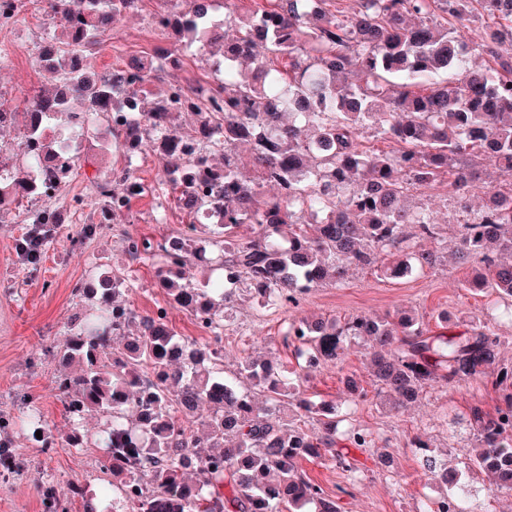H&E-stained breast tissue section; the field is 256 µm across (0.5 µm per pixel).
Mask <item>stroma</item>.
<instances>
[{"label": "stroma", "instance_id": "stroma-1", "mask_svg": "<svg viewBox=\"0 0 512 512\" xmlns=\"http://www.w3.org/2000/svg\"><path fill=\"white\" fill-rule=\"evenodd\" d=\"M17 15L0 24V106L23 111L24 98L32 90L49 88L52 76L36 65L41 47L49 39H62L59 21L46 13L30 9L27 0H18ZM169 0H140L136 10L117 17L102 47L87 52L89 69L101 72L118 69L136 57H154L173 44L155 24L158 12L169 8ZM220 43L192 48L177 67L157 70L149 86L146 103L165 95L172 84L208 88L213 82L211 64L220 57ZM112 136L104 122L88 125L83 139L82 160L68 182L55 195L44 198L31 194L22 198L23 206L56 208L63 221L65 239L49 249L43 258L38 279H28L15 253V241L22 233L18 224L0 227V411L13 412L12 398L24 390L38 400L43 417L55 429L65 430L66 418L51 379L57 370L54 360L43 359L37 368H29L33 353L61 345L70 318L81 302L72 290L76 283L96 274L98 265L131 276L134 288L128 302L146 313L164 304L166 295L158 287L150 263L131 259L123 250L122 237L130 233L155 242L179 234L192 215L179 208L162 184L164 161L154 152L133 159L107 149ZM131 166L147 191L131 201L130 212L110 229L88 240L78 252H70L67 238L77 235L82 225L98 221L101 199L95 177H107L112 169ZM84 198L82 208H74V198ZM413 205L434 212L440 223L437 238L419 241V248L437 252L436 267L414 272L400 280L383 277L371 269L350 271L345 283L326 285L303 294L295 309L283 308L269 313L248 295L234 303L235 322L224 338V371H238L243 357L260 356L283 366H292L294 358L281 343L289 318L321 316L346 318L357 314L382 316L400 309L413 310L435 334H460L467 331L475 316H489V326L503 339L501 358L512 362V310L499 306L487 313L485 297L465 290L463 283L472 275L474 264H462L452 254L462 219L456 200L446 186L411 189ZM359 378L368 399L357 405L355 423L371 430L376 438L372 448L360 451L364 465L357 480L320 459L303 461L306 475L320 484L330 496L339 498L343 512H416L423 494L434 493L431 476L419 468L418 455L410 446L414 437L427 440L432 450L447 453L450 463L459 465L467 458L475 441L468 431L450 433V418L468 414L472 407L494 412L499 403L496 393L480 384L462 387H438L425 391L419 401L406 410L390 411L381 404L373 387L362 344L351 343L343 363L326 364L315 372L307 385V394L315 400L340 398L341 379ZM15 456L22 464L19 474L0 477V512H42L38 489L53 481L60 495L70 493L71 483L85 486L90 493L102 494L107 477L98 466L93 448H58L43 454L31 448L24 434H16ZM390 452L396 471L389 474L376 468L377 454Z\"/></svg>", "mask_w": 512, "mask_h": 512}]
</instances>
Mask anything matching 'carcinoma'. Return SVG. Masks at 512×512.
<instances>
[{"label": "carcinoma", "instance_id": "cac0c4a2", "mask_svg": "<svg viewBox=\"0 0 512 512\" xmlns=\"http://www.w3.org/2000/svg\"><path fill=\"white\" fill-rule=\"evenodd\" d=\"M72 2L74 12L58 0H49L47 10L65 30L62 44L42 49L48 64L59 65V89L33 92L24 111L13 113L21 147L37 145L32 163L53 187L68 176L57 167L60 158L68 157L72 168L80 159L78 136L49 132L63 116L84 126L70 99L87 100L107 122L141 99L157 70L152 57L88 75L84 52L140 0ZM209 2L186 0L182 9L158 13L157 25L181 51L203 45L215 27ZM355 2L346 11L339 0H263L241 14L238 0H224V26L236 35L224 40L222 59L213 63L221 79L204 92L181 86L175 93L194 124L171 128L169 92L140 121L109 127L112 147L127 158L148 148L164 156L165 182L178 191L181 209L223 213L220 223L187 225L177 250L148 238L123 239L128 255L156 266L168 304L186 310L206 336L176 335L162 308L137 313L127 300L134 284L122 272L103 270L75 285L84 306L53 353L59 369L52 379L71 428L56 432L34 396L18 395L26 420L0 412L1 468L12 466L17 428L43 454L103 448L105 434L119 430L127 442L102 457L100 467L125 512H342L301 462L323 459L357 477L361 469L349 449L370 448L374 438L354 423L338 436V414L367 393L348 377L346 397L312 400L307 360L341 364L348 341L361 338L377 396L394 410L435 386L479 382L501 394L494 413L471 409L466 425L478 448L463 467L421 455L424 471L443 468L457 481L438 483L437 495L425 497L418 512H444L448 501L455 512H471L473 472L485 474L489 493L512 492V365L500 361V338L479 318L459 336H431L406 311L331 322L294 318L283 341L295 369L246 357L235 377L224 376V332L237 294L249 290L266 306L296 307L312 288L342 285L352 268L403 278L433 267L429 251L402 253L410 240L438 235L432 212L404 204L408 187L446 180L465 209L479 180L468 160L478 155L495 158L505 188L495 193L500 207L472 210L460 224V259L483 269L463 287L512 301V61L497 52L502 38L512 37V0ZM475 11L487 19L476 47L493 60L481 69L469 66L465 50ZM369 130L396 149L365 147ZM322 137L332 144L327 155L314 148ZM241 147L250 153L252 180L241 175ZM217 153L224 156L220 167L209 164ZM262 184L277 188L274 199H259ZM100 188L101 220L70 239L72 252L119 216L115 199L126 207L144 191L126 167ZM25 195V178L6 185L0 177L1 214ZM15 216L26 225L16 249L34 277L62 224L49 206L21 208ZM190 264L208 271L203 283L185 281ZM89 415L103 419L105 429L85 430ZM72 494L82 512L109 510L81 485ZM39 495L43 512H70L71 501L52 482Z\"/></svg>", "mask_w": 512, "mask_h": 512}]
</instances>
